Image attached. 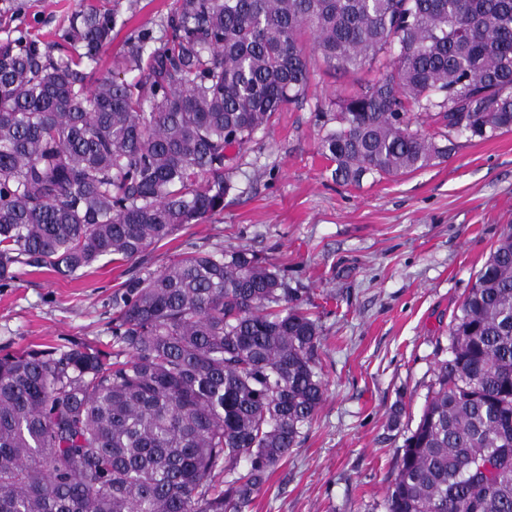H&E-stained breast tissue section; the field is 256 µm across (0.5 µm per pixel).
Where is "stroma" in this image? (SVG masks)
<instances>
[{
  "instance_id": "1",
  "label": "stroma",
  "mask_w": 512,
  "mask_h": 512,
  "mask_svg": "<svg viewBox=\"0 0 512 512\" xmlns=\"http://www.w3.org/2000/svg\"><path fill=\"white\" fill-rule=\"evenodd\" d=\"M76 0H0V41L26 28L54 40ZM306 99L229 150L224 209L151 246L159 270L186 243L246 246L284 269L320 318L325 400L250 512H384L405 436L418 423L448 325L476 273L512 227V132L458 137L450 156L397 177L343 185L318 151L339 94L381 64L341 74L311 57ZM138 264L100 261L76 280L23 267L0 290V351L112 349V297ZM397 428H390L393 408Z\"/></svg>"
}]
</instances>
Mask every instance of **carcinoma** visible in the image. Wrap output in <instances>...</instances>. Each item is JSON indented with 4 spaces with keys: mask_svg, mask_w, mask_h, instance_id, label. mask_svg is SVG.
Instances as JSON below:
<instances>
[{
    "mask_svg": "<svg viewBox=\"0 0 512 512\" xmlns=\"http://www.w3.org/2000/svg\"><path fill=\"white\" fill-rule=\"evenodd\" d=\"M78 0L62 47L0 43V289L75 279L224 210L225 161L313 72L390 71L338 97L319 150L357 185L512 130V0H173L162 35ZM433 113L436 134L411 128ZM322 325L254 251L188 245L112 301V352L0 355V512H248L326 384ZM385 512H512V231L477 273L404 439Z\"/></svg>",
    "mask_w": 512,
    "mask_h": 512,
    "instance_id": "carcinoma-1",
    "label": "carcinoma"
}]
</instances>
